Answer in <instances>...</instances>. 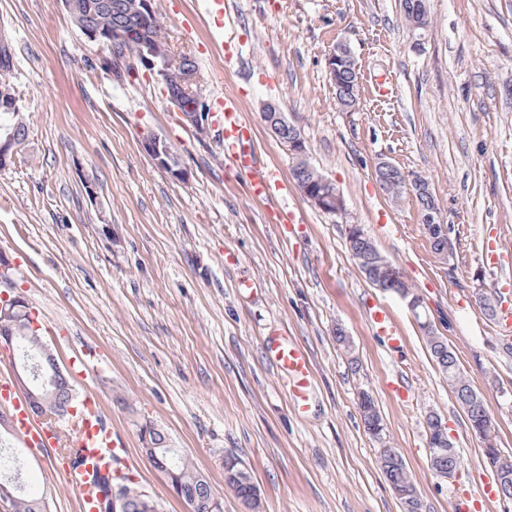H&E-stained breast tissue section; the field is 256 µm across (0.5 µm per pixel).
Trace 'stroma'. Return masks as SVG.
I'll use <instances>...</instances> for the list:
<instances>
[{
    "label": "stroma",
    "instance_id": "stroma-1",
    "mask_svg": "<svg viewBox=\"0 0 512 512\" xmlns=\"http://www.w3.org/2000/svg\"><path fill=\"white\" fill-rule=\"evenodd\" d=\"M157 3L172 50L194 56L205 77L204 98L238 97L258 161L280 169L286 202L305 222L281 237L272 204L251 201L244 180L225 170L210 124L184 122L149 74L104 69L109 51L80 35L60 0H0L26 129L0 169V254L61 363L87 352L105 359L102 376L74 385L102 398L139 460L134 482L164 512H184L143 457L138 429L149 422L207 478L224 512H247L224 484L230 454L259 486V512H401L380 470L384 445L402 456L424 512H450L457 495L481 497L494 478L483 445L406 305L357 268L346 227L362 225L423 296L512 455V337L476 300L482 291L512 306V0H426L422 30L405 23L399 0H224V34L242 43L231 67L201 0ZM339 42L360 77L353 112L337 107L326 68ZM266 101L300 130L310 165L342 193L344 215L315 208L294 183L262 118ZM147 128L168 140L189 179L143 150ZM381 157L428 179L451 229L449 259L433 253L415 196L379 185ZM491 243L498 270L483 261ZM246 279L258 288L243 290ZM378 306L400 344L375 335L368 317ZM340 331L348 345L337 343ZM273 332L310 356L307 415L265 357ZM397 378L409 399L388 390ZM365 392L383 441L364 430ZM431 412L447 421L459 457L450 481L429 467ZM0 451L25 457L21 483L48 491L50 512H79L55 470L59 451L34 454L8 435Z\"/></svg>",
    "mask_w": 512,
    "mask_h": 512
}]
</instances>
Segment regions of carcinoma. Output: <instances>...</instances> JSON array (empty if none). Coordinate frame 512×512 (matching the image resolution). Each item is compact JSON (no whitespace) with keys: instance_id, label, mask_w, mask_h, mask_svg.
<instances>
[{"instance_id":"cac0c4a2","label":"carcinoma","mask_w":512,"mask_h":512,"mask_svg":"<svg viewBox=\"0 0 512 512\" xmlns=\"http://www.w3.org/2000/svg\"><path fill=\"white\" fill-rule=\"evenodd\" d=\"M70 8L67 14L70 18L78 19L97 30L102 44L113 50V59H122L127 55L137 57L142 49L150 52V57L156 61L171 60L170 66L156 74L157 82L168 90V93L179 94L186 86L187 78L193 74L200 75L195 61L188 55L172 54L167 38L162 32L158 17V9L145 13L140 11V0H68ZM401 9L406 21L425 15V0H400ZM135 29V36L120 44L113 45L109 35L117 30ZM12 58L0 59V137H9L13 146L22 143L25 137V126L22 122L23 106L21 98L16 95L13 87ZM336 101L343 110H352L359 103V87L355 71L348 58L341 57L336 61V81L333 82ZM293 174L301 187L311 190L320 189V174L307 162L294 166ZM423 215L430 217L431 222L440 223L433 196L427 193L416 195ZM352 256H364L368 259L370 270L365 278L387 279L390 277V266L380 259L381 252L373 244L367 234H361L349 240ZM38 317L32 311L29 303L15 308L12 314L11 329L15 336L16 355L18 360H28L34 364L36 360L31 355L37 353L34 337L44 334V328H35L34 321ZM426 343L439 370L448 379L456 401L465 400L471 409L465 416L472 423L482 422L489 417L488 408L482 396H473V389L463 380L459 359L443 336L434 331L427 332ZM32 391L41 401L47 402L53 408L56 421H61V415L70 406L75 405L74 385L72 380H61L48 389L40 385H32ZM361 418L365 423V431L379 439L383 434V423L373 397L362 394L359 400ZM428 448L431 469L434 473L448 472V452L442 450L441 435L434 433L435 419L427 417ZM139 437L143 443L142 451L149 457H158L166 462L171 472V484L176 486L184 497H203L212 495L209 482L203 474L195 469L189 460L180 458L167 447L164 434L146 425L139 428ZM380 467L388 480L400 505L408 507L409 512H421V499L416 486L411 480L403 459L390 448H384L380 454ZM97 491L104 493L111 485L123 486L135 490L136 486L130 479L121 482L112 480L110 475L97 473L93 475ZM224 482L232 488L236 495L247 505L258 507L261 492L253 481L251 474L242 465V461L234 456L226 457ZM12 512H49L48 494L17 495L13 501Z\"/></svg>"}]
</instances>
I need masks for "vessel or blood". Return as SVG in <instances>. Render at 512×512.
Here are the masks:
<instances>
[{
    "label": "vessel or blood",
    "instance_id": "obj_1",
    "mask_svg": "<svg viewBox=\"0 0 512 512\" xmlns=\"http://www.w3.org/2000/svg\"><path fill=\"white\" fill-rule=\"evenodd\" d=\"M211 126L224 145V163L247 180L253 201L264 202L285 197L288 187L277 169L260 166L252 149V128L239 110L235 97L217 95L211 108ZM268 359L288 381L294 405L305 411L308 405L312 371L307 352L284 336L268 337L264 344ZM0 404L8 406L22 445L32 451L54 447L79 449L82 464L62 459L60 474L77 495L80 512H96L95 494L90 479L94 471L119 480L137 468L125 442L112 432L103 408L95 396L84 399L83 409L68 436L57 428L38 421L13 386L10 373L0 368Z\"/></svg>",
    "mask_w": 512,
    "mask_h": 512
}]
</instances>
